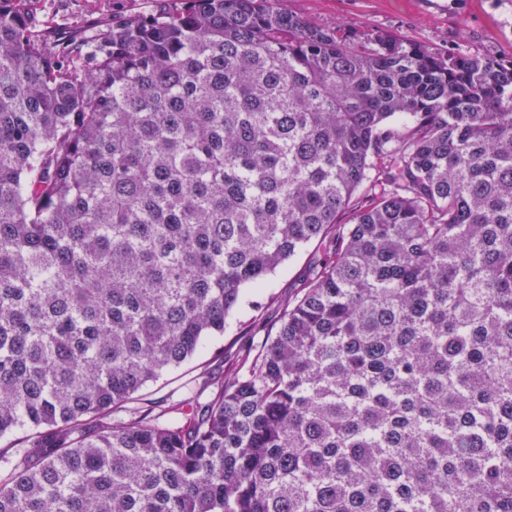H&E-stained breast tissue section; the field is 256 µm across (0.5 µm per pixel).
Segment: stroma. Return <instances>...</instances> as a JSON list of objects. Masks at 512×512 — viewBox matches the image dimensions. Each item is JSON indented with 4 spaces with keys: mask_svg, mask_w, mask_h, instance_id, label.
<instances>
[{
    "mask_svg": "<svg viewBox=\"0 0 512 512\" xmlns=\"http://www.w3.org/2000/svg\"><path fill=\"white\" fill-rule=\"evenodd\" d=\"M180 0H38L37 18L56 29L91 27L94 22L127 19L178 6ZM290 11L312 24L343 26L358 41L388 32L433 51H463L501 62L512 61V0H287ZM324 247L315 242L268 277L248 288L228 316L224 333L205 339L196 354L150 384L133 406L176 403L223 376L245 350L259 348L281 316L280 300L300 296Z\"/></svg>",
    "mask_w": 512,
    "mask_h": 512,
    "instance_id": "obj_1",
    "label": "stroma"
}]
</instances>
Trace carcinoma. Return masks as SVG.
Returning <instances> with one entry per match:
<instances>
[{"mask_svg":"<svg viewBox=\"0 0 512 512\" xmlns=\"http://www.w3.org/2000/svg\"><path fill=\"white\" fill-rule=\"evenodd\" d=\"M34 2L0 0V512H512V65L280 0L51 40ZM314 241L207 398L116 417Z\"/></svg>","mask_w":512,"mask_h":512,"instance_id":"cac0c4a2","label":"carcinoma"}]
</instances>
